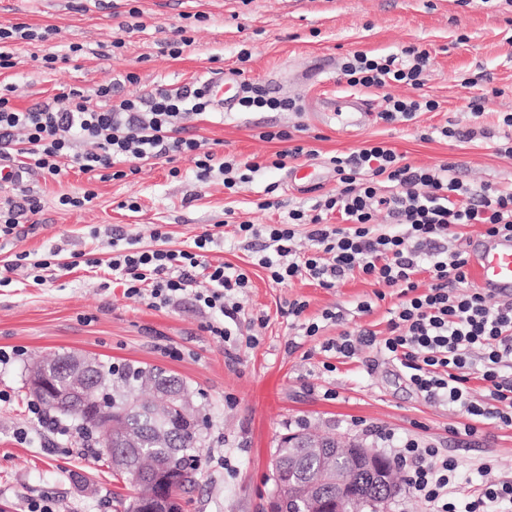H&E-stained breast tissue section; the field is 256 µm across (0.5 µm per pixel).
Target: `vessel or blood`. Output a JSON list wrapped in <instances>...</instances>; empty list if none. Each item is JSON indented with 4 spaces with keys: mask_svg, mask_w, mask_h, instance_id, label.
I'll use <instances>...</instances> for the list:
<instances>
[{
    "mask_svg": "<svg viewBox=\"0 0 512 512\" xmlns=\"http://www.w3.org/2000/svg\"><path fill=\"white\" fill-rule=\"evenodd\" d=\"M238 81L225 77L217 84L214 95L219 109L233 111L237 101ZM468 266L479 288L500 298L512 297V235L481 234L471 239Z\"/></svg>",
    "mask_w": 512,
    "mask_h": 512,
    "instance_id": "obj_1",
    "label": "vessel or blood"
}]
</instances>
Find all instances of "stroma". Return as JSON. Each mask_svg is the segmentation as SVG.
I'll return each instance as SVG.
<instances>
[{"label":"stroma","mask_w":512,"mask_h":512,"mask_svg":"<svg viewBox=\"0 0 512 512\" xmlns=\"http://www.w3.org/2000/svg\"><path fill=\"white\" fill-rule=\"evenodd\" d=\"M25 25L40 37L14 41V65L0 69V87L11 86V104L26 109L79 89L94 95L108 86L113 98L180 88L199 81H220L243 69L244 79L263 84L271 95L298 99L297 112H214L193 117L190 134L213 143L217 156L264 162L281 150L259 134L269 128L293 131L296 143L315 149V157L290 161L288 169H265L232 193L221 175L198 182L186 157L169 164H141L124 180L90 178L65 163L60 179L30 172L19 183L0 188V203L25 204L38 199L40 211L22 220L25 233L0 251V270L11 283L0 287V349L20 348V360L0 365V512H26L33 500L54 502L57 512H116L133 488L113 477L105 456L85 450L77 421L62 420L51 432L31 412L35 399L28 389L29 368L36 360L75 352L113 366H158L182 379L193 393L204 422L199 469L194 486L181 493L183 512H267L274 492L270 460L282 434L318 430L358 438L388 454L379 432L395 439L416 437L434 444L460 464L463 486L479 483L478 468L487 457L498 473L512 476V428L488 421L476 437L459 435L464 418L448 406L425 400L408 384L402 369L384 360L376 348H362L351 359L322 349L323 341L345 331L367 329L387 334L389 311L398 302L394 290L385 300L360 275L326 289L310 279L273 283L254 262L245 242L234 236L242 220L256 224L284 221L289 209L312 204L336 188L329 159L382 142L406 162L431 167L454 165L464 183L512 188V157L500 155L504 134L499 116L512 113V5L505 0H0V28ZM184 27L192 42L179 58L160 52L161 42ZM124 41L113 51L112 41ZM81 46L70 54V46ZM410 45L430 51L431 66L423 91L439 104L414 121L387 125L377 118L384 94L410 95V88L387 91L350 87L340 76L347 54L373 56L400 53ZM251 58L238 60L241 49ZM61 56L49 70L44 55ZM478 76L474 86L465 78ZM355 96L368 107L359 127L346 126L328 112L329 100ZM483 100L481 127L488 137L473 143L433 137L424 132L453 120L470 123L466 104ZM312 165L315 184L289 181L288 171ZM179 177H171L170 167ZM277 184L279 208L257 209L264 189ZM94 190L91 204L60 206L61 195ZM128 200L140 209H125ZM162 225L167 246L178 249L195 235L215 227L209 262H224L247 271L250 286L237 297L239 323L229 342L205 331L208 317L185 303L157 309L128 298L113 283L106 262L107 237L121 234L150 245L154 225ZM57 251L51 280L35 284L26 270L11 269L15 253L31 260ZM99 259L96 267L88 259ZM307 301L305 317L323 310L342 314L318 336H302L289 301ZM370 301L371 312L357 305ZM258 337L249 346L248 337Z\"/></svg>","instance_id":"1"}]
</instances>
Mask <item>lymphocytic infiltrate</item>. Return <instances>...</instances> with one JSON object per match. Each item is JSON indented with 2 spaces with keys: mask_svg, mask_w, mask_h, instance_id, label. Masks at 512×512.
Returning <instances> with one entry per match:
<instances>
[{
  "mask_svg": "<svg viewBox=\"0 0 512 512\" xmlns=\"http://www.w3.org/2000/svg\"><path fill=\"white\" fill-rule=\"evenodd\" d=\"M405 64L396 56L356 52L341 66L352 87L383 89L404 84L418 90L430 64L427 50L405 48ZM239 107L244 112H295L291 98L270 96L264 85L240 83ZM110 87L97 91L101 104H91L77 89L53 101L20 111L0 96V160L12 172L37 170L50 178L63 173L62 159L85 172L107 171L124 178V165L150 160L171 163V176L180 171L176 157L191 159L199 182L221 174L226 189L250 182L261 169L253 162L238 167L235 160L216 162L201 151L198 140L179 135V123L189 114H208L213 95L209 84L176 90L156 88L147 98L110 102ZM97 145L94 153H78L77 141ZM337 180L335 192L310 208L292 209L286 222H239L237 237L260 241L257 263L281 284L308 277L324 288L336 287L349 275L360 273L375 284L395 288L398 304L390 311L389 333L376 338L370 331L343 332L328 341L326 350L344 357L358 346L378 345L385 359L399 365L410 385L432 402L459 408L467 422L461 432L473 437L486 420L512 427V302L489 304L481 289L468 287V259L464 250H449L458 227L483 225L487 234L512 235V191L484 184L473 187L453 176L451 164L416 167L384 143H371L347 156L330 157ZM395 219L397 228L377 229L380 213ZM341 222L329 223L331 214ZM305 231L310 252L295 246L298 231ZM150 247L113 248L107 262L129 297L147 300L154 308H175L191 303L208 314L210 336L229 341L231 326L239 319L234 298L249 285L243 269L205 262L215 234L204 231L192 244L167 248V232L154 228ZM202 268L204 282L195 285L190 272ZM428 271L431 283L420 288L416 276ZM482 391L471 386L472 378ZM393 460L403 470L408 492L422 501L427 512H492L512 507V478L497 474V462L488 458L479 470L485 480L478 489L456 493L459 464L439 449L409 439L399 441Z\"/></svg>",
  "mask_w": 512,
  "mask_h": 512,
  "instance_id": "1",
  "label": "lymphocytic infiltrate"
}]
</instances>
